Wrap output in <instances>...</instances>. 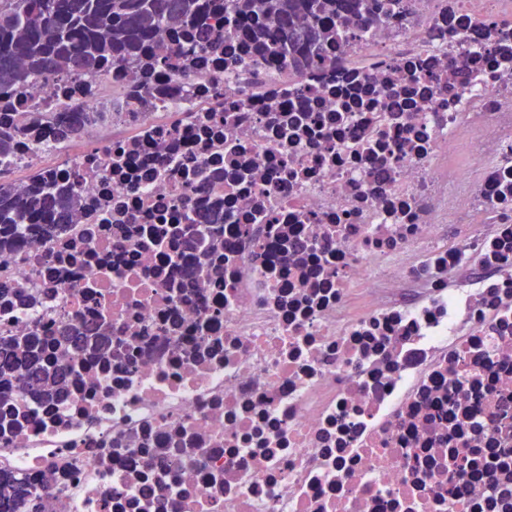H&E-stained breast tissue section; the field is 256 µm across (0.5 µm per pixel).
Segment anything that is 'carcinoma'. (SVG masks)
I'll return each instance as SVG.
<instances>
[{
	"label": "carcinoma",
	"mask_w": 512,
	"mask_h": 512,
	"mask_svg": "<svg viewBox=\"0 0 512 512\" xmlns=\"http://www.w3.org/2000/svg\"><path fill=\"white\" fill-rule=\"evenodd\" d=\"M402 0H0V156L11 152L18 129L8 113L14 95L47 72L91 76L131 59L150 79L162 62L190 75V62L222 30L233 31L234 70L253 58L276 60L292 71L324 62V48L349 31L400 11ZM166 31L168 40L157 38ZM73 185L55 178L19 191L0 186V254L23 232L56 231L58 207H77ZM104 339L37 336L0 349V393L23 384L45 402L59 398L64 380L48 350L73 347L77 357L98 354ZM27 484L0 477V512H25Z\"/></svg>",
	"instance_id": "cac0c4a2"
}]
</instances>
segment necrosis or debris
Instances as JSON below:
<instances>
[{"instance_id": "4bbe7bcc", "label": "necrosis or debris", "mask_w": 512, "mask_h": 512, "mask_svg": "<svg viewBox=\"0 0 512 512\" xmlns=\"http://www.w3.org/2000/svg\"><path fill=\"white\" fill-rule=\"evenodd\" d=\"M504 18L408 0L316 69L228 76L220 45L186 79L17 94L14 122L50 125L0 174L72 176L81 208L0 256V343H109L57 359L61 400L0 403V476L38 512H512V61L484 40Z\"/></svg>"}]
</instances>
